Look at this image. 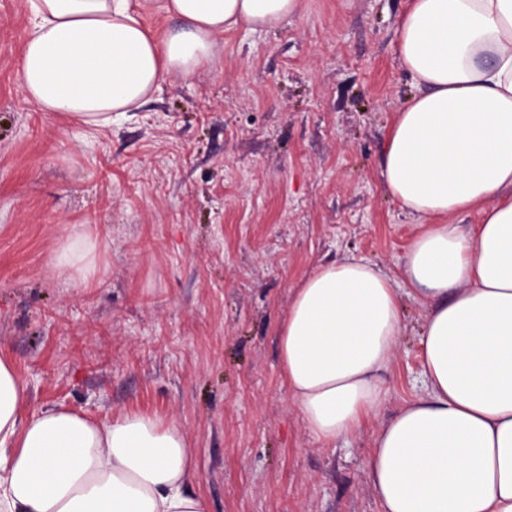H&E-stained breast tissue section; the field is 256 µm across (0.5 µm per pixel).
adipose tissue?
<instances>
[{
	"mask_svg": "<svg viewBox=\"0 0 512 512\" xmlns=\"http://www.w3.org/2000/svg\"><path fill=\"white\" fill-rule=\"evenodd\" d=\"M19 83L41 111L93 126L127 118L162 84L191 78L224 31L272 30L304 0H28ZM160 11L176 28L155 37ZM399 57L416 91L395 116L381 175L423 220L404 258L427 299L422 391L378 430L366 461L378 512H512V0H407ZM474 211L478 224L450 216ZM97 239L76 235L59 275L97 273ZM402 298L371 262L317 266L277 328L288 401L321 447L361 431L386 399ZM0 357V512H209L189 490L182 428L142 412L94 419L27 412Z\"/></svg>",
	"mask_w": 512,
	"mask_h": 512,
	"instance_id": "1",
	"label": "adipose tissue"
}]
</instances>
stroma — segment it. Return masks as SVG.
Returning a JSON list of instances; mask_svg holds the SVG:
<instances>
[{
  "instance_id": "35a3bbf8",
  "label": "stroma",
  "mask_w": 512,
  "mask_h": 512,
  "mask_svg": "<svg viewBox=\"0 0 512 512\" xmlns=\"http://www.w3.org/2000/svg\"><path fill=\"white\" fill-rule=\"evenodd\" d=\"M407 0H305L279 29L230 30L213 67L91 127L18 82L27 0H0V352L29 410L176 421L210 512H377L366 459L421 391L430 311L406 296L417 219L387 193L386 140L412 81L395 47ZM91 228L90 283L56 249ZM346 257L404 293L389 394L321 450L280 384L276 326L299 280Z\"/></svg>"
}]
</instances>
